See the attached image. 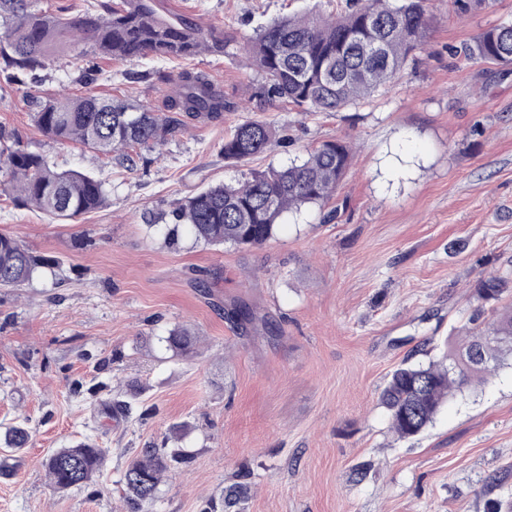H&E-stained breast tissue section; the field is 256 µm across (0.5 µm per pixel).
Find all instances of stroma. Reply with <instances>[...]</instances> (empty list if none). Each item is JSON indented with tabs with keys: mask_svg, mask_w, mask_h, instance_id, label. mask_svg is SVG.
I'll return each mask as SVG.
<instances>
[{
	"mask_svg": "<svg viewBox=\"0 0 512 512\" xmlns=\"http://www.w3.org/2000/svg\"><path fill=\"white\" fill-rule=\"evenodd\" d=\"M229 38L220 54L185 61L102 59L75 82L77 48L41 71L42 97L86 91L164 107L166 86L129 72L207 73L237 109L200 122L135 169L35 125L33 107L0 77V125L21 132L62 170L106 182L98 210L61 223L0 195V233L59 263L56 274L0 288V427L29 441L0 451V512H125L119 482L134 450L161 445L188 422V463L165 477L152 512H202L251 473L247 512H486L512 496L487 494L488 476L512 469V367L456 394L423 436L400 440L377 396L403 359L438 360L480 306L487 273L512 279V69L467 61L482 32L512 22V0L458 15L426 0L424 49L403 75L338 112L258 107L262 82L246 38L285 14L345 9L346 0H155ZM247 120L283 139L247 162L224 158V136ZM350 144V167L323 206L285 214L259 249L169 243L146 220L171 202L320 142ZM243 300L267 328H231ZM177 326L201 338L182 358L158 339ZM133 395L131 416L112 402ZM81 441L105 448L84 488L62 491L43 460ZM366 471L357 477L355 467Z\"/></svg>",
	"mask_w": 512,
	"mask_h": 512,
	"instance_id": "obj_1",
	"label": "stroma"
}]
</instances>
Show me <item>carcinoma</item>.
<instances>
[{
    "mask_svg": "<svg viewBox=\"0 0 512 512\" xmlns=\"http://www.w3.org/2000/svg\"><path fill=\"white\" fill-rule=\"evenodd\" d=\"M99 7L98 12L71 15L65 7L40 8L37 0H0V75L30 91L49 57L72 43L83 44L82 57L133 60L222 53L228 42L224 32H205L190 17L160 14L154 0H100ZM430 26L424 0H405L396 8L387 0H353L343 14L312 11L274 19L256 30L243 43V50L263 79L260 104L287 102L305 112H337L401 76L413 55L422 50ZM470 57L511 65L512 24L482 32L470 48ZM164 82L169 88L161 111L95 94L34 96L35 123L56 142L80 143L132 168L139 157L135 149H154L189 122L221 118L236 108L202 71L184 68L164 77ZM276 136L268 122L241 123L224 137V159L244 162L268 151ZM350 160L347 143L324 141L286 166L271 165L235 185L222 183L179 199L154 217L148 228L166 224L174 243L186 231L207 246L262 247L274 238L285 213L326 203ZM0 170L10 177L8 195L13 201L60 220H74L99 209L107 199L104 180L78 170H56L19 131L2 126ZM55 265L54 258L35 256L13 236L0 233V288H18ZM507 292L508 279L494 274L477 288L484 304L498 303ZM481 316V311L475 312L470 336L442 360L407 361L390 374L378 404L399 438L420 436L456 392L476 378L493 375L504 361H512V305L482 327L477 325ZM224 317L241 330L257 320L246 304L225 310ZM162 342L173 354L187 357L196 353L199 338L176 327ZM188 428L186 422L173 425L165 444L144 448L130 459L121 478L127 512H147L158 502L163 477L187 460L177 441ZM27 442L28 433L19 424L0 432L5 448L17 451ZM104 459V449L81 443L51 451L44 468L58 489H80L101 470ZM237 478L219 498L208 499L203 512H244L251 491L250 472L242 471Z\"/></svg>",
    "mask_w": 512,
    "mask_h": 512,
    "instance_id": "obj_1",
    "label": "carcinoma"
}]
</instances>
